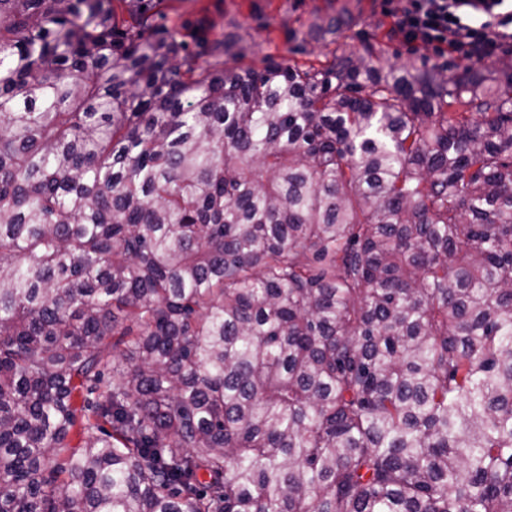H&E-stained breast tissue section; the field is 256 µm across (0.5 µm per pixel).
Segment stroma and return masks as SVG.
Returning <instances> with one entry per match:
<instances>
[{
	"instance_id": "obj_1",
	"label": "stroma",
	"mask_w": 512,
	"mask_h": 512,
	"mask_svg": "<svg viewBox=\"0 0 512 512\" xmlns=\"http://www.w3.org/2000/svg\"><path fill=\"white\" fill-rule=\"evenodd\" d=\"M170 23L185 35L216 38L238 34L246 47L245 63L259 64L272 54L287 64L316 65L333 56L370 53L381 65L412 71L421 63L460 72L473 59L459 52L437 54L433 47L405 42L386 0H165ZM358 15L356 27L338 35L326 31L341 8Z\"/></svg>"
}]
</instances>
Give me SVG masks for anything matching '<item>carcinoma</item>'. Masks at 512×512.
Returning a JSON list of instances; mask_svg holds the SVG:
<instances>
[{
  "label": "carcinoma",
  "instance_id": "1",
  "mask_svg": "<svg viewBox=\"0 0 512 512\" xmlns=\"http://www.w3.org/2000/svg\"><path fill=\"white\" fill-rule=\"evenodd\" d=\"M162 2L0 0V512H512V69Z\"/></svg>",
  "mask_w": 512,
  "mask_h": 512
}]
</instances>
